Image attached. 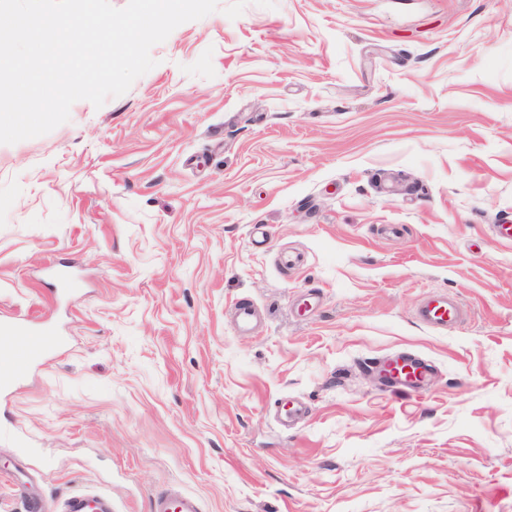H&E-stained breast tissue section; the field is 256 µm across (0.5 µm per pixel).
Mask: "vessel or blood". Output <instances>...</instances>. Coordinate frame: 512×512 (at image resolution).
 Wrapping results in <instances>:
<instances>
[{"mask_svg":"<svg viewBox=\"0 0 512 512\" xmlns=\"http://www.w3.org/2000/svg\"><path fill=\"white\" fill-rule=\"evenodd\" d=\"M257 314L258 308L253 302L238 301L233 307L237 331L250 330ZM418 315L427 326L445 328L459 322L463 312L454 299L437 295L420 307ZM62 345V337L49 329L34 336L23 323L1 326L0 355L10 359L11 369L0 377V386L8 387L15 379L26 376L44 358L57 353ZM378 370L388 385L404 387L421 386L431 373L425 363H403L395 358L379 362ZM65 512H112V508L105 497L77 492L66 500ZM152 512H200V509L193 497L173 488L154 499Z\"/></svg>","mask_w":512,"mask_h":512,"instance_id":"b4317fda","label":"vessel or blood"}]
</instances>
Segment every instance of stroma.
I'll list each match as a JSON object with an SVG mask.
<instances>
[{"instance_id": "stroma-1", "label": "stroma", "mask_w": 512, "mask_h": 512, "mask_svg": "<svg viewBox=\"0 0 512 512\" xmlns=\"http://www.w3.org/2000/svg\"><path fill=\"white\" fill-rule=\"evenodd\" d=\"M150 54L0 144V322L67 338L0 392V512H512V0H219ZM422 323L434 328H446L459 322L463 312L457 301L446 295L427 300L418 311ZM258 314L257 306L249 300L238 301L233 307L234 324L239 332L250 330ZM379 373L390 386L419 387L430 376L431 369L425 363H403L398 358L377 363ZM152 512H200V509L193 497L173 488L154 499ZM64 512H112V508L103 496L76 492L66 500Z\"/></svg>"}]
</instances>
